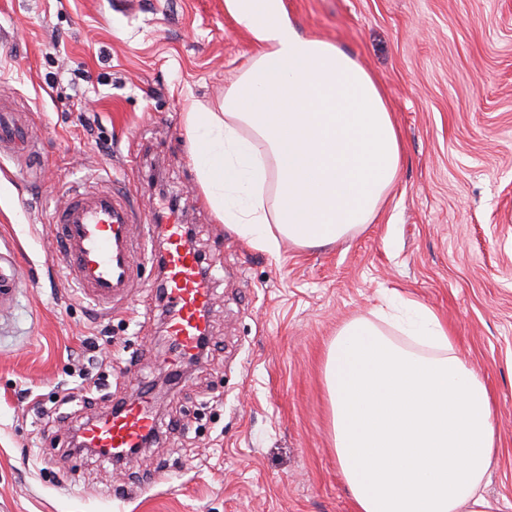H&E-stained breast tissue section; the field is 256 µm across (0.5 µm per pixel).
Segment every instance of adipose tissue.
<instances>
[{
    "mask_svg": "<svg viewBox=\"0 0 512 512\" xmlns=\"http://www.w3.org/2000/svg\"><path fill=\"white\" fill-rule=\"evenodd\" d=\"M224 4L259 52L223 111L186 118L215 213L272 252L283 238L323 246L362 228L401 163L378 81L335 44L301 34L283 0ZM325 385L354 512H502L480 489L496 438L488 388L430 307L409 300L384 324L345 323L327 352Z\"/></svg>",
    "mask_w": 512,
    "mask_h": 512,
    "instance_id": "obj_1",
    "label": "adipose tissue"
}]
</instances>
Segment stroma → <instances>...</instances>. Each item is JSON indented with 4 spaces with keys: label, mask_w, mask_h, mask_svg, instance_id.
<instances>
[{
    "label": "stroma",
    "mask_w": 512,
    "mask_h": 512,
    "mask_svg": "<svg viewBox=\"0 0 512 512\" xmlns=\"http://www.w3.org/2000/svg\"><path fill=\"white\" fill-rule=\"evenodd\" d=\"M379 81L402 143L371 224L254 247L213 212L189 112L219 111L258 48L224 0H0V103L40 131L0 154V512H353L330 439L337 330L389 299L447 319L487 385L483 485L512 512V0H284ZM175 203L213 288L215 349L177 367L157 270L116 313L70 283L45 230L70 187ZM149 392L155 439L121 461L71 429Z\"/></svg>",
    "instance_id": "stroma-1"
}]
</instances>
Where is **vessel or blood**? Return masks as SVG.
<instances>
[{"label": "vessel or blood", "mask_w": 512, "mask_h": 512, "mask_svg": "<svg viewBox=\"0 0 512 512\" xmlns=\"http://www.w3.org/2000/svg\"><path fill=\"white\" fill-rule=\"evenodd\" d=\"M25 126V115L0 114V153L22 147ZM138 200L137 190L117 183L71 193L51 226L62 242L60 264L66 277L108 313L127 297L138 276L135 233L146 238L162 233L161 268L170 308L167 334L182 352H194L208 334L207 312L212 304L209 283L200 273V257L189 244L184 225L159 224L141 210ZM155 428L148 400L142 397L87 427L85 438L89 447L110 454L138 447L142 435Z\"/></svg>", "instance_id": "b4317fda"}]
</instances>
